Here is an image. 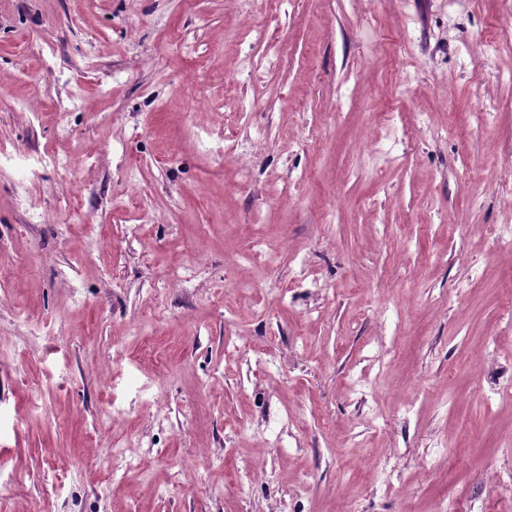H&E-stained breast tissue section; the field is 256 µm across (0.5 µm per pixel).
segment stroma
<instances>
[{
  "mask_svg": "<svg viewBox=\"0 0 512 512\" xmlns=\"http://www.w3.org/2000/svg\"><path fill=\"white\" fill-rule=\"evenodd\" d=\"M507 25L0 0V512H512Z\"/></svg>",
  "mask_w": 512,
  "mask_h": 512,
  "instance_id": "1",
  "label": "stroma"
}]
</instances>
